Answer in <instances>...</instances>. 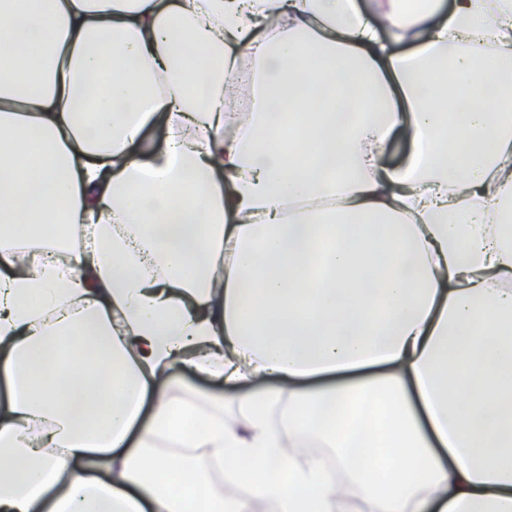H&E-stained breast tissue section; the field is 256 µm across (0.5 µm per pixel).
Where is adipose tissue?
<instances>
[{"label":"adipose tissue","mask_w":512,"mask_h":512,"mask_svg":"<svg viewBox=\"0 0 512 512\" xmlns=\"http://www.w3.org/2000/svg\"><path fill=\"white\" fill-rule=\"evenodd\" d=\"M510 317L512 0H0V512H512ZM171 375L174 382L170 391L174 396L190 398L203 393L218 406L217 409L224 415L225 420L232 421L239 417L236 405L229 398L232 392L224 388V385L216 384L179 367L174 368Z\"/></svg>","instance_id":"ef3b65f1"}]
</instances>
